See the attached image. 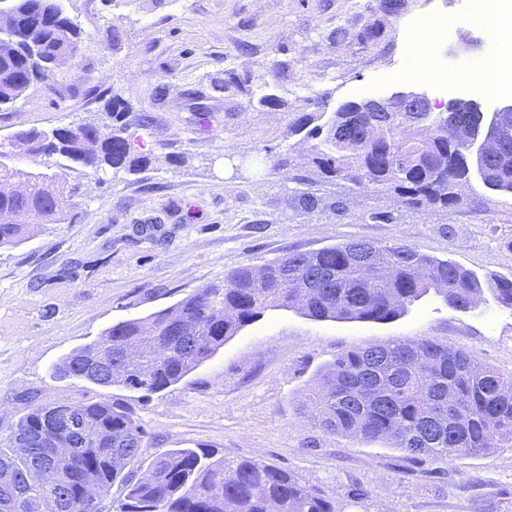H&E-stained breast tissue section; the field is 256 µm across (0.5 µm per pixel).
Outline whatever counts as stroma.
<instances>
[{
  "label": "stroma",
  "mask_w": 512,
  "mask_h": 512,
  "mask_svg": "<svg viewBox=\"0 0 512 512\" xmlns=\"http://www.w3.org/2000/svg\"><path fill=\"white\" fill-rule=\"evenodd\" d=\"M84 32L55 92H29L0 112V141L30 127L107 123L119 91L152 124L133 129L146 168L88 175L65 163L76 193L64 221L0 250V439L36 405L120 401L147 433L143 461L178 448L249 459L295 474L339 512H512V448L450 462L319 435L306 395L347 350L428 337L475 363L512 373V310L494 301L461 312L429 295L395 320L317 321L272 308L182 381L146 396L57 379L51 368L117 322L174 306L242 265L350 239L402 243L478 276L512 279V195L479 181L448 208L408 207L391 191L323 182L291 134L301 112L425 91L437 111L456 96L461 67L478 70L500 40L453 27L430 42L438 75L406 76L416 22L452 20L461 0H64ZM119 28L120 45L110 31ZM224 80L223 90L212 86ZM271 85L284 107L260 104ZM165 87L155 99L156 87ZM290 153L274 170L266 154ZM188 163H180L182 155ZM318 199L304 209L298 194ZM384 211L392 223L371 220Z\"/></svg>",
  "instance_id": "35a3bbf8"
}]
</instances>
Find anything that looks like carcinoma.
<instances>
[{
    "mask_svg": "<svg viewBox=\"0 0 512 512\" xmlns=\"http://www.w3.org/2000/svg\"><path fill=\"white\" fill-rule=\"evenodd\" d=\"M82 31L63 0H0V112L29 90H53L52 77L76 63ZM376 100L349 101L330 116L301 112L292 132L312 141L307 163L326 182L343 180L392 190L411 207L456 203L469 166L453 158L448 125L467 131L481 120L470 101L454 112H432L420 125L402 112H370ZM104 112L112 123L49 129L31 127L0 142V211L31 218L0 224V248L17 246L62 220L75 189L52 172L64 158L97 175L107 167L137 172L149 158L134 153L129 130L148 127V116L113 93ZM30 159L44 167L14 165ZM484 183L512 191V117L503 120L498 148L476 160ZM448 307L467 311L484 291L512 309V280L475 273L405 244L348 240L311 252H289L259 268L242 265L221 284L196 289L171 308L120 321L52 367L55 378L75 377L102 388L123 386L158 393L212 358L224 343L270 307L297 309L314 320L390 321L429 290ZM189 323L202 338L195 347L176 339ZM83 442L63 456L33 444L31 458L16 454L12 439L0 448V502L19 493L18 512H38L55 498L59 512H85L77 477L106 493L118 488L116 512H337L336 500L270 465L217 458L203 449L159 453L145 471L146 433L120 402L71 405ZM314 428L325 435L382 442L409 458L451 461L512 447V374L476 365L462 349L430 338L390 340L341 355L307 396ZM46 408L38 405L17 428L37 438Z\"/></svg>",
    "mask_w": 512,
    "mask_h": 512,
    "instance_id": "cac0c4a2",
    "label": "carcinoma"
}]
</instances>
